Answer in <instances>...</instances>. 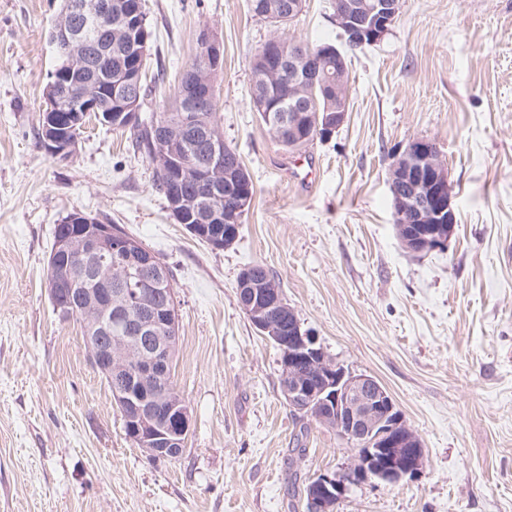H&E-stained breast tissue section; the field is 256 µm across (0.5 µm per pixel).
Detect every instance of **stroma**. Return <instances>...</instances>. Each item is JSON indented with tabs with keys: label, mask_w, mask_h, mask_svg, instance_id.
Segmentation results:
<instances>
[{
	"label": "stroma",
	"mask_w": 512,
	"mask_h": 512,
	"mask_svg": "<svg viewBox=\"0 0 512 512\" xmlns=\"http://www.w3.org/2000/svg\"><path fill=\"white\" fill-rule=\"evenodd\" d=\"M165 70L161 111L200 31L224 46L220 129L256 187L221 250L172 218L129 132L90 124L72 154L38 139L62 0H0V512H306L288 493L355 448L294 415L281 353L237 302L242 269H272L303 329L347 372L374 377L418 435L423 468L349 486L335 512H512V0H402L380 42L347 53L349 112L330 141L291 151L250 104L251 56L273 36L341 44L332 0L277 29L247 0H144ZM435 143L457 224L444 250L407 252L388 184L393 153ZM123 225L169 267L182 456L126 437L78 322L49 300L54 227L73 211Z\"/></svg>",
	"instance_id": "stroma-1"
}]
</instances>
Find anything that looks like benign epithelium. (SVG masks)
Instances as JSON below:
<instances>
[{
  "mask_svg": "<svg viewBox=\"0 0 512 512\" xmlns=\"http://www.w3.org/2000/svg\"><path fill=\"white\" fill-rule=\"evenodd\" d=\"M304 0H282L270 3L265 16L281 13L293 21L302 11ZM401 8V0H334L333 21L342 30L346 44L356 48L381 41L391 30ZM140 0H101L94 10L97 26L112 31V24L128 28L130 41L125 48L128 66L114 80L112 93L100 95L99 79L92 77L70 91V99L59 92L65 80L88 66L85 43L81 34L65 19L54 22L50 43L54 49L65 41L68 50L57 57V65L49 74L46 108L42 113V140L54 157L65 158L75 149L71 131L88 112L97 114L106 125L139 120L136 98L141 66L148 57V33L143 24ZM203 75L220 68L224 47L216 38L202 34ZM263 74L271 80L288 81V87L304 89L291 97L285 112H267L266 103H257L263 120L288 134V148L302 143L333 137L345 122L347 99L344 86L333 80V74H346L344 53L333 45L312 48L303 42L280 37L267 41L261 49ZM203 107L184 98L182 121L196 136L212 144L207 155L191 156L179 152L177 144L165 138L157 145L170 172L173 190L169 211L178 224L187 225L191 233L205 239L215 250L229 244L222 225L238 227L251 199L250 182L237 188L235 204L221 208L224 181L220 169V147L207 125L197 124ZM203 188V194L187 201L178 187L185 171ZM389 189L397 222L406 229L405 246L428 253L447 246L457 223L453 207L448 169L433 143L426 138H413L396 150L389 167ZM66 222L77 232L59 241L49 261L48 293L63 318L71 319L79 309L66 303L73 297L88 296V306L107 314L97 320L98 331H89L85 346L89 364L106 380H115L114 403L128 422L131 441L155 460L167 459L183 451L190 429L189 409L179 410V426L162 423L147 393L163 392L171 365L170 353L178 336V314L175 306L149 302L151 291L165 297L173 292L166 266L145 251L137 242L124 237L110 224H104L82 212L69 214ZM93 264L115 279V292L122 305L113 307L112 295L102 298L93 288H81L82 268ZM238 299L252 324L260 333L287 350L281 363L285 386L283 394L288 406L322 418L336 420L345 437L362 445L347 471L320 474L307 500V512H333L348 485L378 480L398 482L419 473L423 448L419 438L406 426L402 414L388 390L375 378L352 375L328 359L318 340L296 321L282 332L271 318L286 309L277 291L255 287L252 271L243 269L238 276ZM319 360L320 385L313 387L295 372V364L303 359Z\"/></svg>",
  "mask_w": 512,
  "mask_h": 512,
  "instance_id": "7a95c632",
  "label": "benign epithelium"
}]
</instances>
